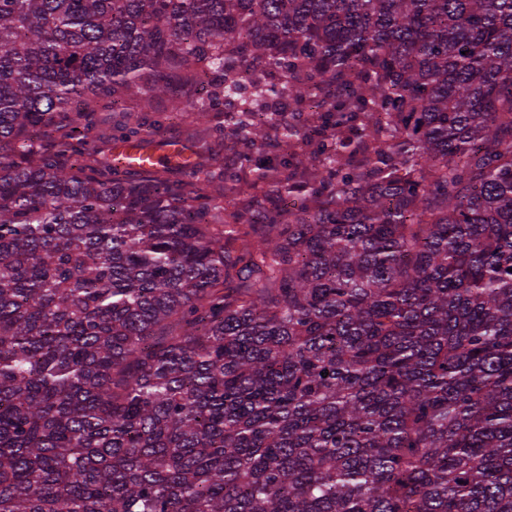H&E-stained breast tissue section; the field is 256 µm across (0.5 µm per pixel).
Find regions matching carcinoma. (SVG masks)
<instances>
[{"label":"carcinoma","instance_id":"obj_1","mask_svg":"<svg viewBox=\"0 0 512 512\" xmlns=\"http://www.w3.org/2000/svg\"><path fill=\"white\" fill-rule=\"evenodd\" d=\"M0 512H512V0H0ZM115 164L121 168H131L139 170L156 169L160 163L172 164L177 161L186 163L188 158L170 153L167 151H157L153 149H137L128 146H118L114 149Z\"/></svg>","mask_w":512,"mask_h":512}]
</instances>
